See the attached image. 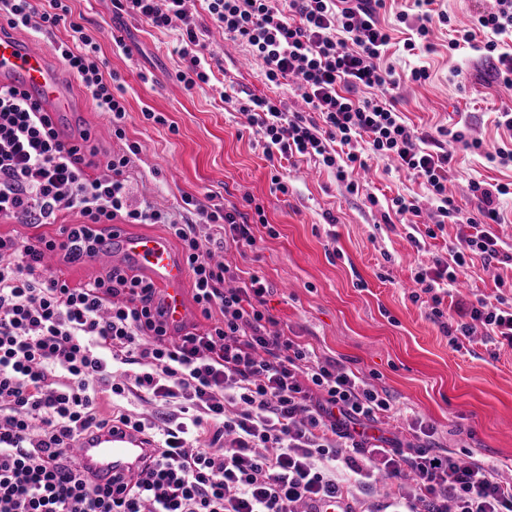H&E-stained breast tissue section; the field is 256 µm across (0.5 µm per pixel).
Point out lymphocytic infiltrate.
I'll use <instances>...</instances> for the list:
<instances>
[{
  "label": "lymphocytic infiltrate",
  "mask_w": 512,
  "mask_h": 512,
  "mask_svg": "<svg viewBox=\"0 0 512 512\" xmlns=\"http://www.w3.org/2000/svg\"><path fill=\"white\" fill-rule=\"evenodd\" d=\"M188 0H113V7L158 29L182 26L177 77L186 89L209 83L206 30ZM400 15L411 30L407 52L431 50L434 26H451L436 0H412ZM473 29H453L449 49L472 44L495 62L497 79L512 87V0H495ZM214 25L248 47L268 82L292 77L309 113L290 112L252 95L240 108L267 159L309 158L334 172L349 193L364 156L396 161L429 192L437 228L459 223L450 259L435 258L415 276L412 300L429 295V316L451 335L454 349L483 330L492 345L512 347V301L475 298L444 319L467 252L512 263L495 231L512 186L470 184L478 200L461 216L448 194L451 153L443 142L408 126L396 107L392 69L381 59L390 36L378 19L385 0H205ZM69 26L72 42L52 53L90 94L117 139H125L127 109L113 91L95 37L67 0H0V30L49 35ZM91 134L64 141L54 122L16 89L0 88V219L57 224L54 235L0 236V512H307L342 503L345 512H372L355 487L384 473L390 512H512V482L496 465L462 460L436 447L434 427L414 420V441L372 435L394 420L388 398L339 361L282 335L264 332L265 282L251 276L225 288L231 270L213 261L200 234L208 227L223 243L252 246L253 225L238 209L206 206L185 196L184 221L152 205L131 206L124 175L140 147L122 155L97 153ZM365 150H358V143ZM75 224H58L61 211ZM160 224L180 245L205 329L169 334L155 307L156 290L143 277L115 267L74 285L48 272L44 259H94L114 222ZM154 403L147 419L121 403L125 395ZM123 425L143 434L154 452L137 478L92 485L72 455L91 429Z\"/></svg>",
  "instance_id": "1"
}]
</instances>
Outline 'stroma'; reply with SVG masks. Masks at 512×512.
Returning a JSON list of instances; mask_svg holds the SVG:
<instances>
[{
	"mask_svg": "<svg viewBox=\"0 0 512 512\" xmlns=\"http://www.w3.org/2000/svg\"><path fill=\"white\" fill-rule=\"evenodd\" d=\"M71 6L96 37L108 70L118 73L128 117L125 139L113 138L104 114L63 70L59 76L70 93L86 101L84 111L67 116L65 128L70 134L89 129L92 145L102 152L122 153L129 143L139 144L127 172L132 201L146 200L176 215L186 195L243 211L247 198H254L268 220L256 226L255 246L218 248L214 254L242 277L266 280L274 317L267 332L288 334L320 357L359 372L395 408L432 423L439 446L503 469L512 465V349L490 356L485 336L476 335L454 350L427 304L410 297L416 272L434 257H448L458 226L446 225L431 239L427 225L411 229L383 220L396 195L428 205L424 185L391 163L374 160L357 173L365 192L352 195L333 172L303 160L288 169L287 193L273 191L270 163L247 114L226 107L220 83L189 91L178 80L182 62L173 51V30L118 15L112 0H72ZM410 6L411 0H386L379 13L392 36L382 64L399 81L398 108L406 121L429 133L462 130L490 149L512 140V133L497 125L498 110L512 107V88L496 80L481 52L449 50L443 26L433 30V51L409 55L403 44L410 32L398 17ZM116 35L126 50L116 49ZM213 50L212 70L225 71L235 90L300 109L295 83L266 84L246 46L219 39ZM415 67L425 68L428 79L410 81ZM146 108L167 117V125L145 120ZM453 165L448 193L465 214L477 205L471 181L512 183V163L499 165L460 150ZM371 193L378 204L369 203ZM331 215L337 219L333 227L327 222ZM418 239L425 241L424 249H416ZM459 281L445 308L478 296L494 298L500 282H512V265L488 264L474 253Z\"/></svg>",
	"mask_w": 512,
	"mask_h": 512,
	"instance_id": "35a3bbf8",
	"label": "stroma"
}]
</instances>
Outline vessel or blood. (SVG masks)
Returning a JSON list of instances; mask_svg holds the SVG:
<instances>
[{"instance_id":"1","label":"vessel or blood","mask_w":512,"mask_h":512,"mask_svg":"<svg viewBox=\"0 0 512 512\" xmlns=\"http://www.w3.org/2000/svg\"><path fill=\"white\" fill-rule=\"evenodd\" d=\"M4 85L26 92L56 121L78 108L53 67L48 49L35 41L0 34V86ZM116 254L148 275L157 291L158 309L170 331L186 328L190 319L186 298L188 272L169 242L154 234L120 233L101 248L98 257L109 260ZM74 448L75 457L98 485L136 472L149 452L143 435L123 426L85 433L77 438Z\"/></svg>"}]
</instances>
